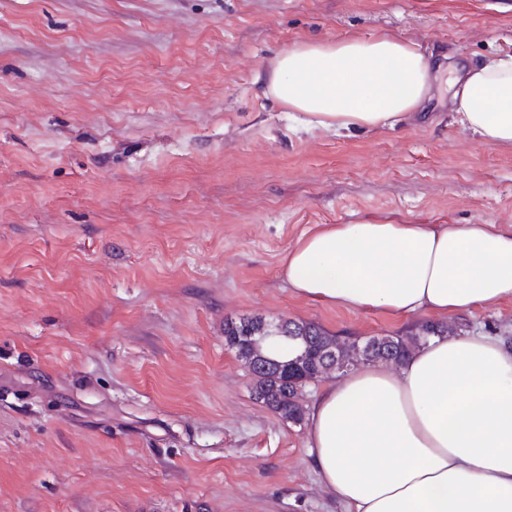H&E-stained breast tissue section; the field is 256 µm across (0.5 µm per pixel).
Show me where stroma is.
<instances>
[{"label":"stroma","mask_w":512,"mask_h":512,"mask_svg":"<svg viewBox=\"0 0 512 512\" xmlns=\"http://www.w3.org/2000/svg\"><path fill=\"white\" fill-rule=\"evenodd\" d=\"M385 31L475 66L512 0H0V512H343L255 396L242 318L341 341L428 314L293 296L318 224L512 227V145L429 110L314 128L266 93L301 40ZM512 337V300L448 315Z\"/></svg>","instance_id":"stroma-1"}]
</instances>
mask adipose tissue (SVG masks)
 <instances>
[{
    "instance_id": "obj_1",
    "label": "adipose tissue",
    "mask_w": 512,
    "mask_h": 512,
    "mask_svg": "<svg viewBox=\"0 0 512 512\" xmlns=\"http://www.w3.org/2000/svg\"><path fill=\"white\" fill-rule=\"evenodd\" d=\"M433 55L379 32L284 51L269 94L308 125L369 129L425 111ZM450 109L512 144V55L458 69ZM281 274L304 300L396 316L512 300V231L487 224H323ZM308 454L345 512H512V342L436 336L399 365L327 381L308 408Z\"/></svg>"
}]
</instances>
